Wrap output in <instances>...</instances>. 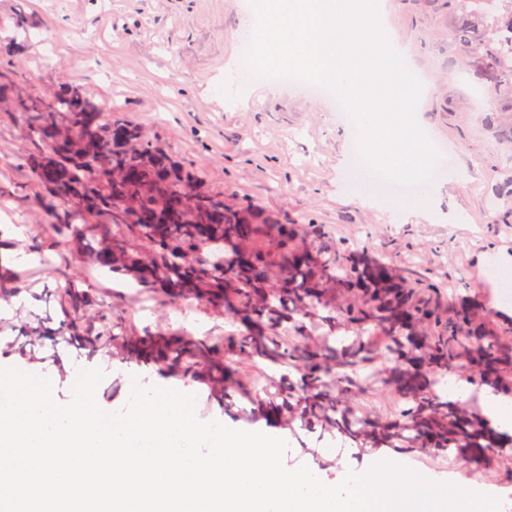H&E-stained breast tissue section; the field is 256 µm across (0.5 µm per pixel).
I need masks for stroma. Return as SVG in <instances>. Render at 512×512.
Returning <instances> with one entry per match:
<instances>
[{
	"instance_id": "obj_1",
	"label": "stroma",
	"mask_w": 512,
	"mask_h": 512,
	"mask_svg": "<svg viewBox=\"0 0 512 512\" xmlns=\"http://www.w3.org/2000/svg\"><path fill=\"white\" fill-rule=\"evenodd\" d=\"M247 5V0H0V42L18 45L8 68L13 92L0 102V238L29 256L15 265L25 302L0 326V358L16 363L20 351L34 354L35 369L50 380L60 404L70 401L79 369H100L104 378L96 401L108 413L124 408L136 384L196 394L199 419L286 438L285 466H308L329 486L340 483L345 471L365 473L384 458L424 466L428 454L418 448L362 451L333 429L281 427L260 416L246 390L268 373L264 361L240 370L221 400L203 380L177 371L163 375L153 365L106 350L91 356L52 337L60 326L56 295L64 282L32 253L52 224L57 203L26 166L31 143L16 104L53 99L68 85L84 89L104 108L110 98L121 100L120 115L195 169L202 189L225 205L247 204L295 225L309 246L319 236L342 243L390 266L401 285L436 284L430 300L441 315L478 304L483 332L512 346V315L497 309L501 286L492 275L499 255L512 257V200L501 201L493 214L486 204L512 170V149L485 129L487 97L448 47L446 0H387L384 21L428 85L417 107L427 133L455 158L436 172L426 219L406 214L378 189L368 205L342 193L343 180L363 186L364 171L351 162L355 133L331 98L313 96L306 84L281 85L272 95L263 81L251 83L237 101L223 96L224 66L242 49L235 31ZM20 16L36 19L54 36L51 60H44L37 38L16 27ZM16 226L22 239L12 236ZM314 226L319 236H312ZM75 263L93 276L98 295L111 302L121 324L197 337L242 329L223 309L193 298L185 301L189 321L174 320L177 298L116 287L111 273L85 257ZM443 456L448 467H425L427 475L440 474L455 484L474 481L489 492L512 488L510 467L468 465L451 450Z\"/></svg>"
}]
</instances>
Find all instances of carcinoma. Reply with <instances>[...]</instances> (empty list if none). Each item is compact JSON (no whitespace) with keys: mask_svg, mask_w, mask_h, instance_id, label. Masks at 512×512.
<instances>
[{"mask_svg":"<svg viewBox=\"0 0 512 512\" xmlns=\"http://www.w3.org/2000/svg\"><path fill=\"white\" fill-rule=\"evenodd\" d=\"M449 45L456 47L475 84L492 104L483 122L497 142L512 146V0H448ZM35 151L28 167L62 200L41 251L57 261L66 285L58 291L60 336L92 355L102 347L209 382L217 396L244 361L288 366L297 382L280 387L271 375L249 391L264 415L289 425L337 429L361 448L399 443L406 448L451 449L477 464L512 447V435L434 395L438 372L465 362L469 380L512 387L502 369L512 353L480 330L473 308L443 322L439 312L395 282L390 269L366 265L351 250L298 241L293 224H276L248 206L229 208L205 193L188 194L194 171L173 161L139 127L102 109L78 87L65 86L50 102L22 106ZM97 265L132 277L143 288L192 297L233 311L244 330L222 340L121 330L108 318L90 280L70 269V256L92 253ZM232 247L224 268L215 266L213 243ZM64 242L66 251L58 249ZM337 284L348 303L319 315L311 299ZM17 272L0 263V297L22 292ZM292 325L302 344L287 341ZM393 364L387 378L409 404L393 415L365 417L353 402L371 387L379 364Z\"/></svg>","mask_w":512,"mask_h":512,"instance_id":"1","label":"carcinoma"}]
</instances>
